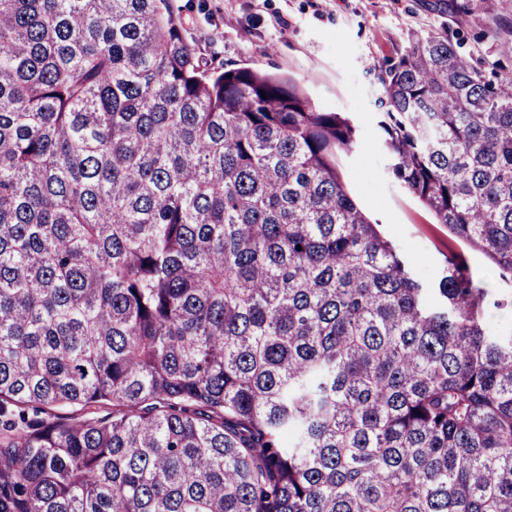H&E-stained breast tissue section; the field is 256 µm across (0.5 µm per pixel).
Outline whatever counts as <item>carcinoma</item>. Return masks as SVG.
<instances>
[{"label": "carcinoma", "mask_w": 512, "mask_h": 512, "mask_svg": "<svg viewBox=\"0 0 512 512\" xmlns=\"http://www.w3.org/2000/svg\"><path fill=\"white\" fill-rule=\"evenodd\" d=\"M377 80L392 177L512 287V77L445 29ZM356 142L171 0H0V512H512L501 303L411 274Z\"/></svg>", "instance_id": "1"}]
</instances>
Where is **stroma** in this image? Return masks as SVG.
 Instances as JSON below:
<instances>
[{
	"label": "stroma",
	"instance_id": "35a3bbf8",
	"mask_svg": "<svg viewBox=\"0 0 512 512\" xmlns=\"http://www.w3.org/2000/svg\"><path fill=\"white\" fill-rule=\"evenodd\" d=\"M185 38L217 64L292 77L320 110L342 112L358 130L337 169L349 194L403 249L414 275L435 281L449 254L466 252L473 276L501 281L481 254L465 251L447 227L390 175L378 127L377 75L403 54L411 35L448 29L461 52L512 74V0H172Z\"/></svg>",
	"mask_w": 512,
	"mask_h": 512
}]
</instances>
